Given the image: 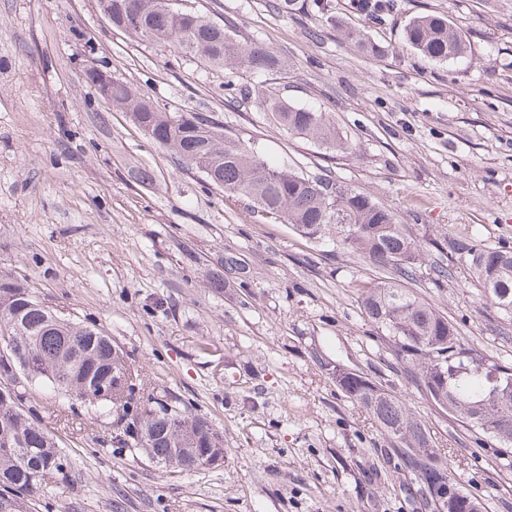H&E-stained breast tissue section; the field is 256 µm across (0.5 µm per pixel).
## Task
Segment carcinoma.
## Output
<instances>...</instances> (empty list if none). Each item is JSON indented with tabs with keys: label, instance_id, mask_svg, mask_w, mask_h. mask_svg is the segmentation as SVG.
Segmentation results:
<instances>
[{
	"label": "carcinoma",
	"instance_id": "cac0c4a2",
	"mask_svg": "<svg viewBox=\"0 0 512 512\" xmlns=\"http://www.w3.org/2000/svg\"><path fill=\"white\" fill-rule=\"evenodd\" d=\"M161 0H99L112 5V26L143 41L168 44L213 66L275 71L281 59L262 46H245L224 26L188 10L163 12ZM407 44L429 61H448L467 52L465 36L447 17L427 14L405 27ZM111 102L128 112L134 123L159 146L198 170L212 172L209 181L249 198L268 214L282 217L297 232L314 236L336 226V242L366 261L391 270L387 281L362 292L370 321L384 329L395 354L418 367L424 391L435 389V404L471 428L476 437H490L502 449L512 448V390L494 393L490 375L509 371L460 342L457 328L430 304L399 287L397 279L413 275L422 263V249L410 239L387 209L330 178L305 177L265 162L257 153L224 135L212 118L199 113L166 112L150 98L117 78L106 90ZM268 109L290 133L311 137L328 149L348 150L321 112L279 100ZM450 252L472 273L484 296L512 311V251L486 247L468 236L449 239ZM15 341L13 366L23 380L49 386L65 398H79L82 388L119 385L112 394L91 401L112 412V442L140 448L170 472L198 468L195 458L224 448L223 436L202 416L186 411L145 390V383L127 363L126 354L101 329L66 319L40 302L18 280L0 276V337ZM337 385L364 409L388 436L406 449L402 455L423 486L430 485L437 465L448 483L462 494L460 512H482L479 497L461 486L448 468L445 449L434 447L427 428L402 398L364 377ZM20 396H0V488L13 493L11 512H23L25 498L42 489L51 474L60 473L63 454L49 430L19 406Z\"/></svg>",
	"mask_w": 512,
	"mask_h": 512
}]
</instances>
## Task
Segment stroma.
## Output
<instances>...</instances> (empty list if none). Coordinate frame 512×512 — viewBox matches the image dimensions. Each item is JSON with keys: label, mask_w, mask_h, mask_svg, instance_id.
<instances>
[{"label": "stroma", "mask_w": 512, "mask_h": 512, "mask_svg": "<svg viewBox=\"0 0 512 512\" xmlns=\"http://www.w3.org/2000/svg\"><path fill=\"white\" fill-rule=\"evenodd\" d=\"M272 2L185 4L279 55L282 70L268 73L141 42L97 0H0V275L96 324L157 396L224 437L218 464L166 473L113 446L111 417L26 386L24 407L66 458L29 512H426L407 496L414 473L337 385L338 367L404 399L486 512H512V468L427 400L366 316L362 289L387 271L337 246L335 231L299 235L180 167L87 78L203 113L278 166L368 195L424 248L402 287L512 367V313L482 297L448 249L468 235L512 250V0H395L379 22L355 0L288 13ZM428 13L465 34L464 58L433 62L406 44V24ZM231 83L247 103L231 100ZM272 94L323 113L350 151L277 125Z\"/></svg>", "instance_id": "stroma-1"}]
</instances>
